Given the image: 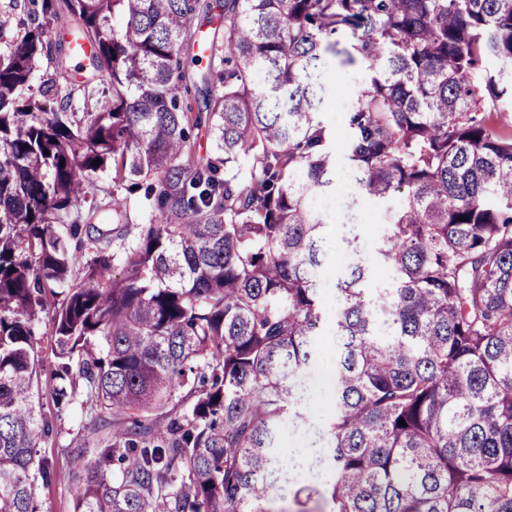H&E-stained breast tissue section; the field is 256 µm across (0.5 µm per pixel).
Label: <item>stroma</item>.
<instances>
[{
    "instance_id": "35a3bbf8",
    "label": "stroma",
    "mask_w": 512,
    "mask_h": 512,
    "mask_svg": "<svg viewBox=\"0 0 512 512\" xmlns=\"http://www.w3.org/2000/svg\"><path fill=\"white\" fill-rule=\"evenodd\" d=\"M319 83L323 89V120L335 134L334 149L338 176L350 173L347 145L343 131L342 116L355 100L357 90L367 84V73L359 65H352L340 56H328L320 70ZM328 222L324 228L322 243V273L318 285L327 312V324L321 339L322 347L336 346V312L339 301L336 294L335 275L358 262L372 258L379 239L386 231L383 212L371 201H362L357 210L348 208L328 209ZM367 225L359 252L348 250L343 242L344 226L348 218ZM297 391L302 397L304 416L289 420L282 426L278 445L283 450L293 448H325L329 439L325 434V423L334 403V379L331 368L315 372L314 368L303 370L296 379ZM94 422L81 407H73L55 422L52 432L37 441V460L53 471L52 483L37 492V512H72L74 482L69 473L70 442L77 432H89ZM329 478L320 467L302 468L292 474L286 499H271L262 502L263 512H329L325 493Z\"/></svg>"
}]
</instances>
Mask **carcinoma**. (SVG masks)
<instances>
[{"label": "carcinoma", "instance_id": "carcinoma-1", "mask_svg": "<svg viewBox=\"0 0 512 512\" xmlns=\"http://www.w3.org/2000/svg\"><path fill=\"white\" fill-rule=\"evenodd\" d=\"M26 14L0 49V512H36L53 480L37 439L75 403L111 432L93 459L76 436L73 512H257L271 496L323 326L328 53L369 76L345 121L359 192L401 196L374 261L336 281L331 512H512V134L484 116L512 108V0H27ZM64 15L100 80L34 94ZM216 15L222 35L203 38L192 20ZM195 46L210 68L193 112ZM108 169L116 227L86 240L68 217L101 211L91 177ZM136 213L151 219L134 233ZM37 338L39 339L38 347H40L41 350L44 370L42 371V382L39 392L36 393V402L39 404L43 412L48 413L53 409L50 373L55 365V357L51 348L52 336H50V334H44L37 336Z\"/></svg>", "mask_w": 512, "mask_h": 512}]
</instances>
